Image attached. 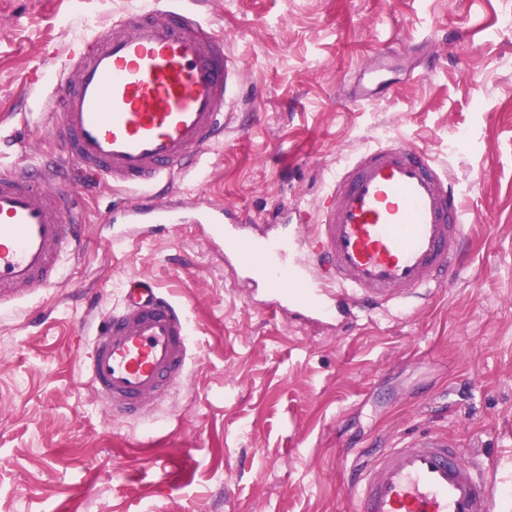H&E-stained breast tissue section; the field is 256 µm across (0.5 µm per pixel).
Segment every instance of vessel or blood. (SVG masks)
<instances>
[{
	"label": "vessel or blood",
	"mask_w": 512,
	"mask_h": 512,
	"mask_svg": "<svg viewBox=\"0 0 512 512\" xmlns=\"http://www.w3.org/2000/svg\"><path fill=\"white\" fill-rule=\"evenodd\" d=\"M394 67L377 55L363 68L365 98ZM240 65L199 14L155 0L114 19L71 57L46 101L53 136L82 171L134 203L116 224L165 228L181 210L159 187L224 139ZM302 245L288 233L245 234L235 210L200 204L224 259L270 293L271 310L311 319L403 307L451 281L466 211L447 172L423 148L389 140L358 152L333 178ZM83 251L80 216L53 168L0 173V302L55 287L62 257ZM189 360L181 309L146 280H131L123 305L94 342L86 373L115 417L138 414L180 380ZM353 512H496L493 471L467 459L444 435L406 439L365 454L350 468Z\"/></svg>",
	"instance_id": "1"
}]
</instances>
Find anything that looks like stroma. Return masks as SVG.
<instances>
[{"label": "stroma", "instance_id": "1", "mask_svg": "<svg viewBox=\"0 0 512 512\" xmlns=\"http://www.w3.org/2000/svg\"><path fill=\"white\" fill-rule=\"evenodd\" d=\"M145 0H0V171L53 164L85 220L59 284L0 305V512H350L346 462L445 433L484 466L512 459V0H203L240 61L236 119L170 199L296 223L359 151L424 148L465 194L467 256L408 309L331 321L267 310L207 230L143 234L53 142L44 87ZM403 58L371 100L374 55ZM183 308V380L113 419L85 361L128 277Z\"/></svg>", "mask_w": 512, "mask_h": 512}]
</instances>
